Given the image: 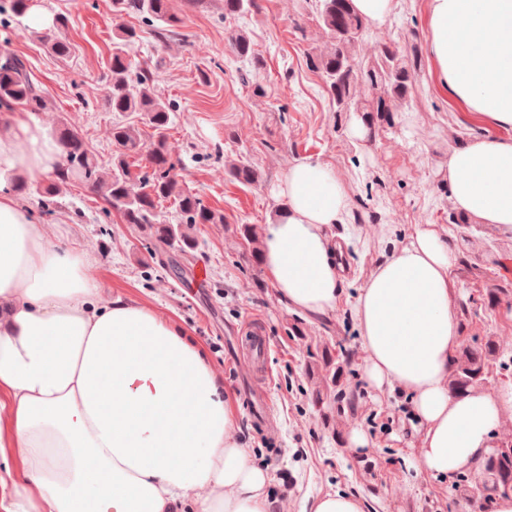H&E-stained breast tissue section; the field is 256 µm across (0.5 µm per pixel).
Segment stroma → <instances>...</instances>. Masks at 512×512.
<instances>
[{"mask_svg":"<svg viewBox=\"0 0 512 512\" xmlns=\"http://www.w3.org/2000/svg\"><path fill=\"white\" fill-rule=\"evenodd\" d=\"M260 4L258 14L228 18L217 0L193 9L172 0L185 20L178 36L165 44L140 17L120 21L140 34L131 51L134 66L155 69L156 88L173 107L168 141L187 187L224 214L223 223L199 225L192 257L166 254V271L143 261L141 234L119 216L105 218L101 201L81 185L70 187L50 208L33 195H21L20 201L37 223L59 225L90 252L102 300H137L176 318L205 347L224 379L237 438L271 476V512H310L314 498L335 492L357 495L365 512H486V497L415 476L409 401L369 386L348 307L321 318L289 310L241 232L249 225L262 236L274 223L279 203L273 192L290 166L308 158L328 163L356 214L351 223L329 229L349 264L343 272L347 294L356 296L381 256L406 244L416 225H437L460 255L450 277L470 305L461 322V344L494 336L512 359V230L451 223L455 209L443 172L449 151L484 133L485 126L440 91L427 59L413 80L409 109L375 118L370 140L353 145L347 121L337 120L322 78L306 64L310 49L324 44L313 0ZM33 8L34 15L19 22L0 17V54L25 57L41 81L50 104L36 114V122L53 134L61 120H68L100 160L109 162L112 125L141 121L139 114L113 112L105 104L112 29L118 22L111 0H34ZM427 9L428 0H401L390 23L366 27L365 49L379 40L403 43L410 29L420 45H427ZM57 13L68 16L66 36L75 46L64 60L31 38ZM241 28L266 61L249 84L239 80L245 63L227 46L230 33ZM242 154L261 170L258 184L243 186L225 176V163ZM201 266L208 272L202 282L195 278ZM492 288L504 294L491 306L487 292ZM251 328L262 330L272 345L271 433L254 423L245 402L250 380L237 338ZM319 345L341 358L343 388L358 397L355 410L339 411L333 401L313 405L306 364L309 349ZM354 427L370 440L361 460L348 442ZM366 459L375 465L372 472L363 469Z\"/></svg>","mask_w":512,"mask_h":512,"instance_id":"35a3bbf8","label":"stroma"}]
</instances>
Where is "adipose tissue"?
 <instances>
[{
    "label": "adipose tissue",
    "mask_w": 512,
    "mask_h": 512,
    "mask_svg": "<svg viewBox=\"0 0 512 512\" xmlns=\"http://www.w3.org/2000/svg\"><path fill=\"white\" fill-rule=\"evenodd\" d=\"M440 87L497 135L444 166L455 209L512 228V0H428ZM62 149L27 113L0 134V512H269L267 472L235 436L207 351L179 321L132 300L102 302L90 253L36 223L13 178L47 176ZM283 217L263 247L287 307L319 317L345 303L331 225L351 200L332 167L293 164ZM458 253L430 224L378 262L351 312L363 372L407 395L416 476L480 471L512 420V395L448 384L459 346Z\"/></svg>",
    "instance_id": "obj_1"
}]
</instances>
